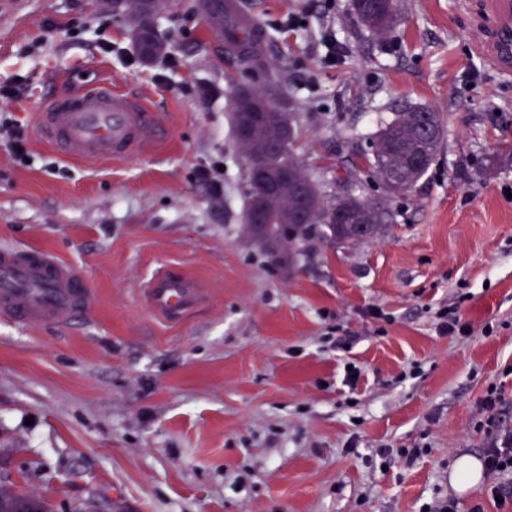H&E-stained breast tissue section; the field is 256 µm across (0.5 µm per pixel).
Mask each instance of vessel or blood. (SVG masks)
<instances>
[{"instance_id":"b4317fda","label":"vessel or blood","mask_w":512,"mask_h":512,"mask_svg":"<svg viewBox=\"0 0 512 512\" xmlns=\"http://www.w3.org/2000/svg\"><path fill=\"white\" fill-rule=\"evenodd\" d=\"M205 11L214 38L241 42L243 51L263 45L257 24L230 0H209ZM493 64L512 68V0H494ZM40 137L76 161L116 160L141 154L165 135L145 99L106 84L51 99L35 114ZM147 300L158 316L174 320L194 307L202 290L177 272L158 273ZM97 296L75 267L39 250L0 249V315L22 326L71 323Z\"/></svg>"}]
</instances>
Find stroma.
I'll return each mask as SVG.
<instances>
[{"mask_svg": "<svg viewBox=\"0 0 512 512\" xmlns=\"http://www.w3.org/2000/svg\"><path fill=\"white\" fill-rule=\"evenodd\" d=\"M239 2L265 35L254 59L210 36L204 0H167L155 28L173 49L153 63L112 0H0V121L27 139L20 161L0 136V246L73 264L98 297L66 327L0 317V485L54 512H421L445 495L498 512L485 485L450 482L486 445L488 385L512 427V72L488 59L491 0H398L385 37L351 0ZM108 82L150 100L164 144L82 163L37 138L38 106ZM237 87L275 89L329 200L397 107L436 112L440 147L408 192L368 178L382 235L312 242L287 272L244 235ZM169 266L204 292L177 324L143 297ZM455 303L473 335L439 332ZM418 445L409 467L378 453Z\"/></svg>", "mask_w": 512, "mask_h": 512, "instance_id": "obj_1", "label": "stroma"}]
</instances>
